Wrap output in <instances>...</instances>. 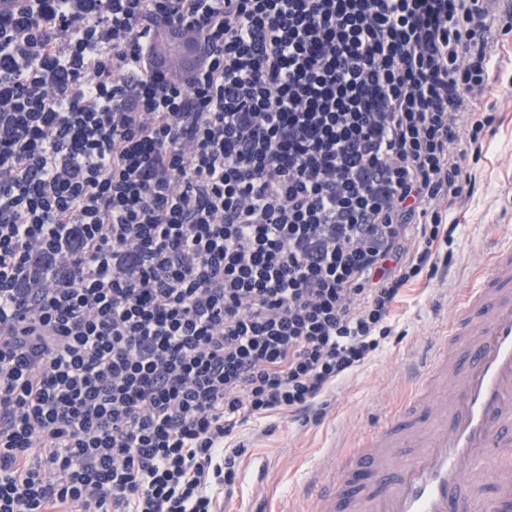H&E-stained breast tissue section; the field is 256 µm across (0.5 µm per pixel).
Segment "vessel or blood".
<instances>
[{"instance_id":"vessel-or-blood-1","label":"vessel or blood","mask_w":512,"mask_h":512,"mask_svg":"<svg viewBox=\"0 0 512 512\" xmlns=\"http://www.w3.org/2000/svg\"><path fill=\"white\" fill-rule=\"evenodd\" d=\"M352 446L287 512H461L468 477L512 512V236L452 302L413 397Z\"/></svg>"}]
</instances>
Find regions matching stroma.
I'll use <instances>...</instances> for the list:
<instances>
[{"label": "stroma", "instance_id": "stroma-1", "mask_svg": "<svg viewBox=\"0 0 512 512\" xmlns=\"http://www.w3.org/2000/svg\"><path fill=\"white\" fill-rule=\"evenodd\" d=\"M486 100L495 121L486 130L481 155L467 159L476 187L449 215L458 226L462 252L454 255L443 277L422 278L405 293L393 315L392 335L356 374L336 386L321 422L305 424L274 414L236 429L233 442L245 451L226 499L231 512H277L297 498L328 457L346 452L352 431L384 426L405 400L448 318L441 283L468 287L478 274L468 250H493L499 234L512 230V71H501Z\"/></svg>", "mask_w": 512, "mask_h": 512}]
</instances>
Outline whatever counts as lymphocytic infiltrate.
<instances>
[{
  "instance_id": "f902f5d3",
  "label": "lymphocytic infiltrate",
  "mask_w": 512,
  "mask_h": 512,
  "mask_svg": "<svg viewBox=\"0 0 512 512\" xmlns=\"http://www.w3.org/2000/svg\"><path fill=\"white\" fill-rule=\"evenodd\" d=\"M511 31L480 0H9L0 512H224L235 429L321 421L448 262Z\"/></svg>"
}]
</instances>
